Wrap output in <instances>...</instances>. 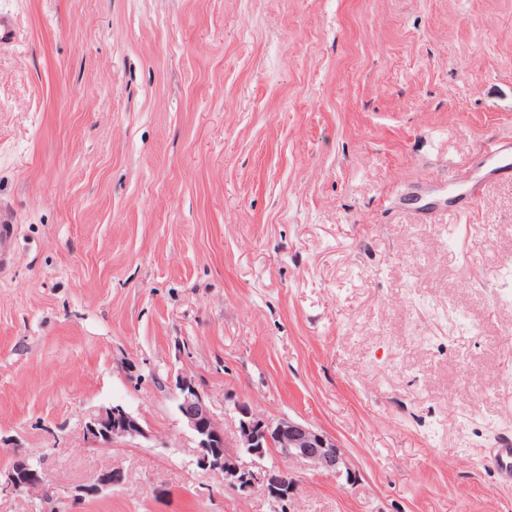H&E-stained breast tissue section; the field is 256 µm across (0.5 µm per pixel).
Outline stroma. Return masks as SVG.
<instances>
[{"label": "stroma", "instance_id": "stroma-1", "mask_svg": "<svg viewBox=\"0 0 512 512\" xmlns=\"http://www.w3.org/2000/svg\"><path fill=\"white\" fill-rule=\"evenodd\" d=\"M0 512H272L195 466L175 381L326 431L291 512H512V180L400 189L512 133V0H0ZM493 224L494 237L477 227ZM479 324L470 336L458 312ZM120 404L145 436L94 442ZM123 483L77 500L108 470ZM10 213L0 210V271L3 273L14 261V240L17 225ZM491 447L484 455V460L496 471L501 484L510 488L512 486L511 432L500 433ZM45 483V474L26 458H17L9 469L5 491L20 492L40 488Z\"/></svg>", "mask_w": 512, "mask_h": 512}]
</instances>
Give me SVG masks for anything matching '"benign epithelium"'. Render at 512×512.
Wrapping results in <instances>:
<instances>
[{
  "mask_svg": "<svg viewBox=\"0 0 512 512\" xmlns=\"http://www.w3.org/2000/svg\"><path fill=\"white\" fill-rule=\"evenodd\" d=\"M176 388L179 412L196 443V464L223 475L224 486L242 495L260 489L277 506V512H289L296 489L293 483L265 467L264 461L270 453L275 451L310 468L336 473L344 464L342 450L334 437L289 418H269L246 402L236 405L238 421L231 440L214 418L194 380L181 377ZM86 431L104 444L145 435L138 417L120 404L92 417ZM122 482L121 471H106L96 483L80 489L77 499L95 497ZM44 483L45 474L28 459L19 457L9 469L3 490L20 492L40 488Z\"/></svg>",
  "mask_w": 512,
  "mask_h": 512,
  "instance_id": "1",
  "label": "benign epithelium"
}]
</instances>
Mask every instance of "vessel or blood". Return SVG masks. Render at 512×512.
<instances>
[{"label":"vessel or blood","instance_id":"obj_1","mask_svg":"<svg viewBox=\"0 0 512 512\" xmlns=\"http://www.w3.org/2000/svg\"><path fill=\"white\" fill-rule=\"evenodd\" d=\"M482 155L484 168L467 179L456 176L435 179L429 182L427 189L431 192L443 190L450 185H460V192L453 200H436L432 211L452 207L464 209L477 205L484 196L486 176L493 175L501 179L512 177V135L492 137L484 144ZM17 226L10 213L0 210V271H5L14 261V240ZM485 461L496 471L503 486H512V433L498 435L492 448L484 456Z\"/></svg>","mask_w":512,"mask_h":512}]
</instances>
